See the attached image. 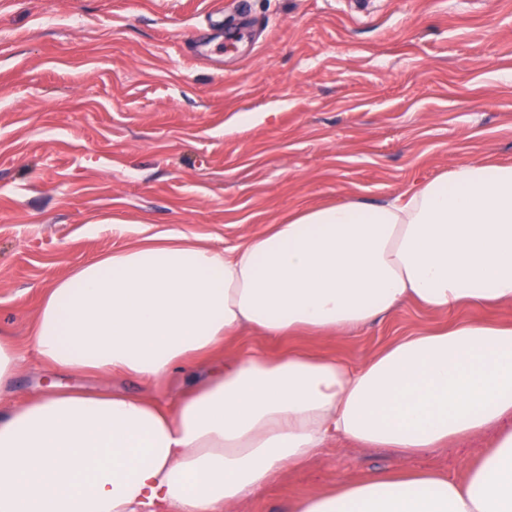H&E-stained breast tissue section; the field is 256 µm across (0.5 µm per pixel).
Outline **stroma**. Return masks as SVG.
<instances>
[{
    "label": "stroma",
    "mask_w": 512,
    "mask_h": 512,
    "mask_svg": "<svg viewBox=\"0 0 512 512\" xmlns=\"http://www.w3.org/2000/svg\"><path fill=\"white\" fill-rule=\"evenodd\" d=\"M0 0V336L29 362L8 402L54 382L144 393L139 379L32 363L55 280L168 232L216 249L311 207L381 203L455 164L512 165V0ZM125 224L129 233L113 234ZM512 306L435 315L404 305L361 332L223 353L303 350L360 364L400 336ZM487 437L417 458L458 474ZM331 441L236 512H283L339 479L401 467Z\"/></svg>",
    "instance_id": "stroma-1"
}]
</instances>
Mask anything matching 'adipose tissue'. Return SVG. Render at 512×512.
<instances>
[{
    "mask_svg": "<svg viewBox=\"0 0 512 512\" xmlns=\"http://www.w3.org/2000/svg\"><path fill=\"white\" fill-rule=\"evenodd\" d=\"M412 302L512 304V165L464 161L381 203L348 200L217 250L149 237L76 268L35 312L37 363L154 386L246 326L357 332ZM462 477L413 466L485 433ZM408 468L344 479L287 512H512V325L401 336L365 363L251 350L175 402L51 391L0 412V512H234L331 438Z\"/></svg>",
    "mask_w": 512,
    "mask_h": 512,
    "instance_id": "1",
    "label": "adipose tissue"
}]
</instances>
